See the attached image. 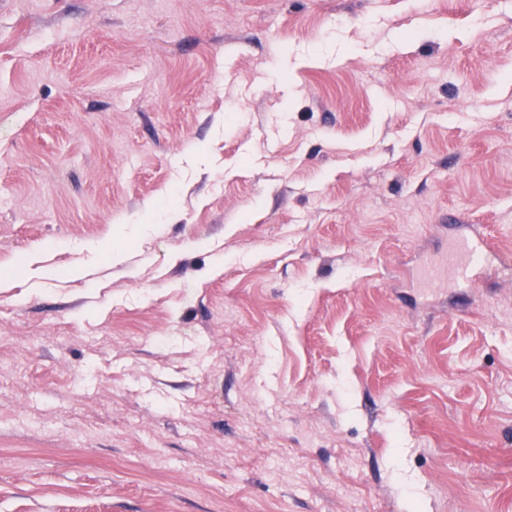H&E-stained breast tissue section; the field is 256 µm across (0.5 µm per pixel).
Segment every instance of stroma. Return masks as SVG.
<instances>
[{
    "mask_svg": "<svg viewBox=\"0 0 512 512\" xmlns=\"http://www.w3.org/2000/svg\"><path fill=\"white\" fill-rule=\"evenodd\" d=\"M452 224L512 257V0H0V512H512Z\"/></svg>",
    "mask_w": 512,
    "mask_h": 512,
    "instance_id": "1",
    "label": "stroma"
}]
</instances>
